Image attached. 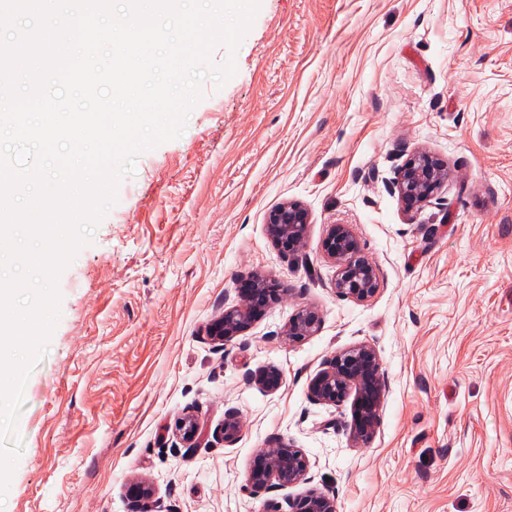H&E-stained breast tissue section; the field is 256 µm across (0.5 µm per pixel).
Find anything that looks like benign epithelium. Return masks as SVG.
I'll list each match as a JSON object with an SVG mask.
<instances>
[{
  "label": "benign epithelium",
  "instance_id": "7a95c632",
  "mask_svg": "<svg viewBox=\"0 0 512 512\" xmlns=\"http://www.w3.org/2000/svg\"><path fill=\"white\" fill-rule=\"evenodd\" d=\"M448 165L422 151L413 153L401 167L392 183L406 211L423 206L437 195L448 182ZM310 224L308 210L298 201H287L268 214L266 231L280 252L288 256L304 245ZM323 251L336 267L333 288L342 297L366 301L379 289L376 266L364 255L359 241L347 224H332L323 240ZM287 292L283 285L261 275H252L239 283V302L224 309L207 325V338L221 346L232 342L250 328L267 306ZM320 327V316L311 306L299 307L289 319L282 336L288 341H301L314 335ZM268 393L279 391L284 385L283 372L276 367H262L250 375ZM387 380L375 348L363 343L340 350L326 362L325 367L310 381V397L326 404L338 405L354 396L353 440L369 443L379 420L383 392ZM175 431L181 439L193 444L201 427L192 414H185L175 422ZM243 433L239 412L229 408L224 412L222 435L224 443L232 445ZM310 460L305 452L276 439L261 449L253 458L246 474L245 486L253 494L284 489L308 482ZM129 496L136 505L152 497L151 488L142 481L129 487ZM288 510L273 502L269 512H336L335 499L323 492L310 490L291 500H285Z\"/></svg>",
  "mask_w": 512,
  "mask_h": 512
}]
</instances>
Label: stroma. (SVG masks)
<instances>
[{"instance_id":"obj_1","label":"stroma","mask_w":512,"mask_h":512,"mask_svg":"<svg viewBox=\"0 0 512 512\" xmlns=\"http://www.w3.org/2000/svg\"><path fill=\"white\" fill-rule=\"evenodd\" d=\"M236 67L137 157L60 274L0 512H132L136 480L159 512H268L310 486L337 512H512V0H261ZM418 149L451 175L408 213L391 183ZM288 200L310 214L290 258L266 232ZM332 224L378 268L368 301L332 286ZM253 273L286 294L213 344L207 324ZM303 305L319 331L283 340ZM361 343L388 378L365 445L352 400L308 393ZM268 365L285 376L273 394L248 381ZM230 408L244 430L228 446ZM187 412L192 445L174 431ZM277 437L311 482L251 496L246 468Z\"/></svg>"}]
</instances>
